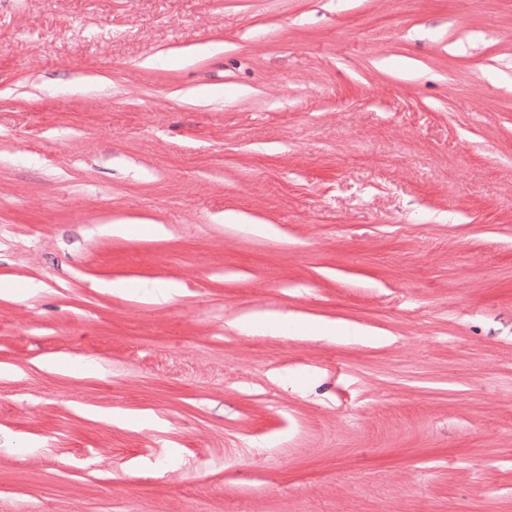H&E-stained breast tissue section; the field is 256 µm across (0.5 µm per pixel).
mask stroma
<instances>
[{
    "label": "stroma",
    "mask_w": 512,
    "mask_h": 512,
    "mask_svg": "<svg viewBox=\"0 0 512 512\" xmlns=\"http://www.w3.org/2000/svg\"><path fill=\"white\" fill-rule=\"evenodd\" d=\"M0 512H512V0H0Z\"/></svg>",
    "instance_id": "obj_1"
}]
</instances>
